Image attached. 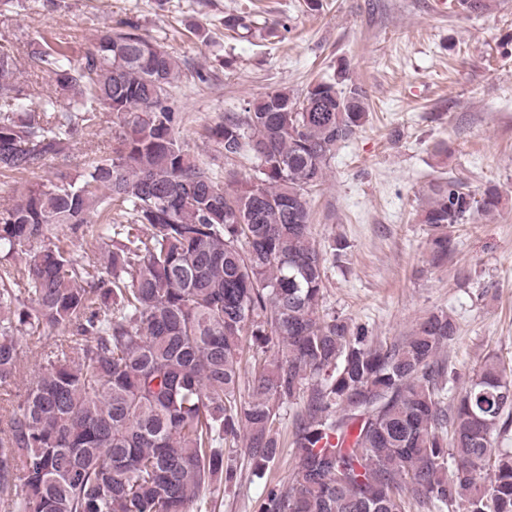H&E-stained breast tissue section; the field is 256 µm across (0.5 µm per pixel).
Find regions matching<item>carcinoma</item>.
Wrapping results in <instances>:
<instances>
[{
	"label": "carcinoma",
	"mask_w": 512,
	"mask_h": 512,
	"mask_svg": "<svg viewBox=\"0 0 512 512\" xmlns=\"http://www.w3.org/2000/svg\"><path fill=\"white\" fill-rule=\"evenodd\" d=\"M453 2L481 14L496 0ZM224 26L255 22L229 14ZM28 57L53 89L33 104L17 49L0 43L1 172L67 156L101 111L117 122L111 156L27 184L0 209L7 512H191L205 488L233 479L225 443L244 437L257 472L279 458L276 423L296 403L294 474L268 488L264 512H512V452L495 437L512 424L505 366L487 358L450 396L454 374L437 360L457 331L447 312L377 345L322 311L326 259L308 196L368 120L361 87L323 78L224 113L210 129L224 157L257 160L226 185L184 147L170 93L180 67L136 23L101 32L78 59L49 40ZM501 204L495 188L431 182L418 214L431 263L448 261L449 228ZM67 229L91 234L104 263L72 259ZM44 329L83 344L60 339L16 401L14 333ZM245 336L261 351L246 399Z\"/></svg>",
	"instance_id": "carcinoma-1"
}]
</instances>
